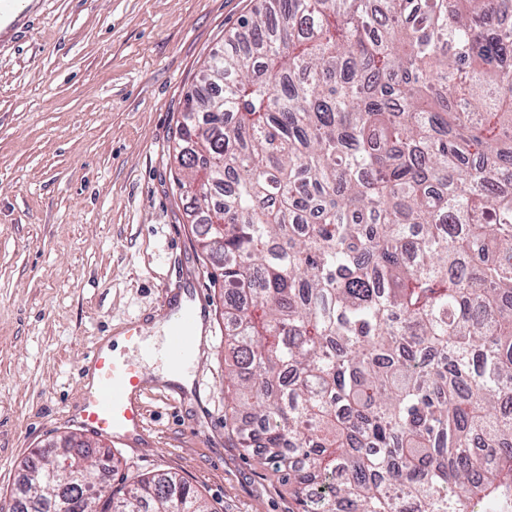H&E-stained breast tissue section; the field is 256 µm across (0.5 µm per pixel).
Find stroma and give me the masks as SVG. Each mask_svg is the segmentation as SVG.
<instances>
[{
	"instance_id": "35a3bbf8",
	"label": "stroma",
	"mask_w": 512,
	"mask_h": 512,
	"mask_svg": "<svg viewBox=\"0 0 512 512\" xmlns=\"http://www.w3.org/2000/svg\"><path fill=\"white\" fill-rule=\"evenodd\" d=\"M258 0H30L0 29V507L30 452L66 434L111 449L96 479L172 472L213 512H293L231 431L224 290L195 241L171 145L187 92ZM209 320L191 392L147 387L126 444L72 421L82 357L186 288Z\"/></svg>"
}]
</instances>
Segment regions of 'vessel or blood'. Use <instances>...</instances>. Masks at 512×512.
<instances>
[{"instance_id":"1","label":"vessel or blood","mask_w":512,"mask_h":512,"mask_svg":"<svg viewBox=\"0 0 512 512\" xmlns=\"http://www.w3.org/2000/svg\"><path fill=\"white\" fill-rule=\"evenodd\" d=\"M198 323L196 302L176 309L168 327L164 345H150L140 326L127 328V341L145 356L172 364L190 362L196 358L194 333ZM96 371V384L85 390L79 405L82 426L104 437H124L142 431L146 407L135 394L140 384V366L103 353L92 347L87 355Z\"/></svg>"}]
</instances>
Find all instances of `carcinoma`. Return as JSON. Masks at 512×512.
<instances>
[{
	"mask_svg": "<svg viewBox=\"0 0 512 512\" xmlns=\"http://www.w3.org/2000/svg\"><path fill=\"white\" fill-rule=\"evenodd\" d=\"M184 100L176 182L221 258L234 431L292 512H512V0H260ZM23 495L210 512L175 473Z\"/></svg>",
	"mask_w": 512,
	"mask_h": 512,
	"instance_id": "cac0c4a2",
	"label": "carcinoma"
}]
</instances>
